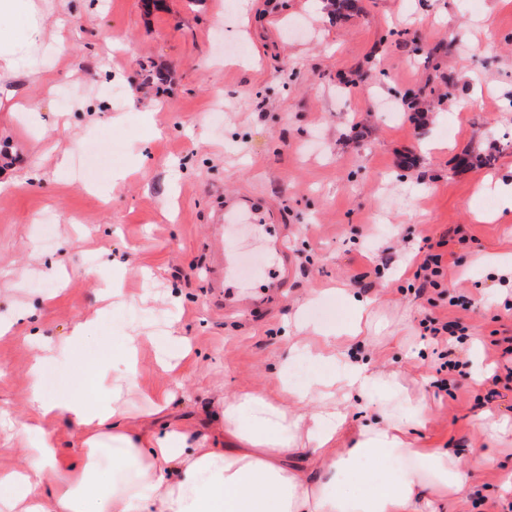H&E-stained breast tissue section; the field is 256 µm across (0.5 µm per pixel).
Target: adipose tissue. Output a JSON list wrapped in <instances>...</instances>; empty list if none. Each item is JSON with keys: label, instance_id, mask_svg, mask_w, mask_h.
<instances>
[{"label": "adipose tissue", "instance_id": "adipose-tissue-1", "mask_svg": "<svg viewBox=\"0 0 512 512\" xmlns=\"http://www.w3.org/2000/svg\"><path fill=\"white\" fill-rule=\"evenodd\" d=\"M21 21L37 44L43 30L33 0H0V72L15 66L11 32ZM54 352L44 344L31 370V407L75 426L82 450L60 463L50 437L41 435L17 470L0 474V512H424L429 494L466 493L490 459L479 450L463 467L448 450L414 446L410 433L426 423V399L343 353L311 355L317 374L300 389L282 381V402L259 389L223 396L207 424L228 444L214 448L181 424L158 431L130 424L122 397L137 372L134 345L118 361L93 363L83 392L62 399L43 391L41 365ZM376 394L389 403L383 423L335 453L347 424L341 397ZM306 400L316 405L310 416L292 411ZM107 442L108 471L98 462ZM300 449L305 465L289 466Z\"/></svg>", "mask_w": 512, "mask_h": 512}]
</instances>
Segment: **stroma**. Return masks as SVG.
I'll use <instances>...</instances> for the list:
<instances>
[{"instance_id": "obj_1", "label": "stroma", "mask_w": 512, "mask_h": 512, "mask_svg": "<svg viewBox=\"0 0 512 512\" xmlns=\"http://www.w3.org/2000/svg\"><path fill=\"white\" fill-rule=\"evenodd\" d=\"M50 38L27 44L0 81V419L29 422L28 337L52 340L97 318L84 345L46 374L50 395L73 393L92 359L141 337L131 419L158 429L205 427L223 393L280 394L279 371L303 310L313 324L343 322L337 289L386 296L361 336L337 346L383 374L405 376L430 403L420 448H446L460 465L489 448L492 462L467 494L437 512H499L511 498L512 382L483 403L484 379L512 337V214L474 183L512 169V5L505 0H35ZM112 157L94 179L55 178L58 156ZM489 153L492 166L466 164ZM252 197L225 223L281 224L290 249L283 287L241 314L208 288L216 197ZM51 212L54 239L39 220ZM441 242L440 289L417 295L414 260ZM101 269L98 280L88 267ZM368 281L357 282L361 272ZM325 297L309 303L312 292ZM463 294L471 304H448ZM462 318L472 336L457 386L435 387L429 317ZM175 329L192 346L171 375L152 337Z\"/></svg>"}]
</instances>
